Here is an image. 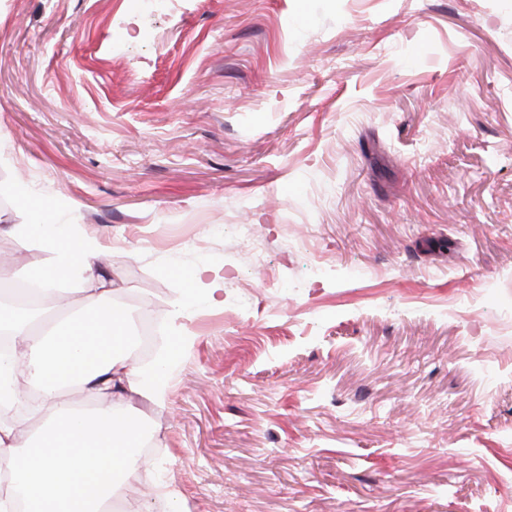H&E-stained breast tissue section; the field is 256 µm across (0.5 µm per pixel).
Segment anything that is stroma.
Returning a JSON list of instances; mask_svg holds the SVG:
<instances>
[{
    "mask_svg": "<svg viewBox=\"0 0 512 512\" xmlns=\"http://www.w3.org/2000/svg\"><path fill=\"white\" fill-rule=\"evenodd\" d=\"M18 183L196 336L126 512H512V0H0ZM180 280H185L186 296L191 301L203 300L211 304L223 303L224 299H220L224 294V282L222 280H212L205 284L202 282L201 272H196L184 278L180 275Z\"/></svg>",
    "mask_w": 512,
    "mask_h": 512,
    "instance_id": "35a3bbf8",
    "label": "stroma"
}]
</instances>
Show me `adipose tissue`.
Here are the masks:
<instances>
[{
    "mask_svg": "<svg viewBox=\"0 0 512 512\" xmlns=\"http://www.w3.org/2000/svg\"><path fill=\"white\" fill-rule=\"evenodd\" d=\"M25 203L34 222L18 231L39 234L53 262L1 271L0 281L32 283L53 297L59 284L70 283L87 302L41 334L29 330L25 311L0 309V330L12 332L17 349L16 356L0 360V406L23 399L42 417L38 430L24 440L19 437L23 420L0 423V467L8 477L0 512H15L20 498L26 512H113L126 484L151 479L138 453L145 434L133 420L130 402L165 399L169 357L193 338L176 337L169 354L152 366L131 363L125 355L129 316L107 291L95 288V264L106 245L93 240L76 245V232L49 224L53 208L47 201L30 194ZM74 386L95 395L96 404L79 409L64 402L65 391Z\"/></svg>",
    "mask_w": 512,
    "mask_h": 512,
    "instance_id": "1",
    "label": "adipose tissue"
}]
</instances>
